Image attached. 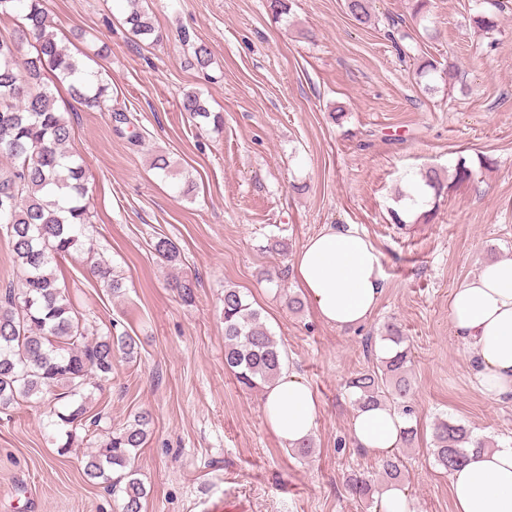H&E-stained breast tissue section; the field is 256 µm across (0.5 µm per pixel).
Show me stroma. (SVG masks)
<instances>
[{
	"label": "stroma",
	"mask_w": 512,
	"mask_h": 512,
	"mask_svg": "<svg viewBox=\"0 0 512 512\" xmlns=\"http://www.w3.org/2000/svg\"><path fill=\"white\" fill-rule=\"evenodd\" d=\"M504 2L499 10L491 0H430L420 21L412 0H373L375 23L363 26L345 0H287L279 19L267 0H147L160 34L147 46L123 25L122 0H46L59 38L101 73L112 105L89 110L66 89L56 93L87 172L94 241L93 253L71 252L56 274L87 323L138 342L137 359L115 362L92 407L109 428L142 410L153 416L135 460L148 491L143 512H225L229 500L238 512H376L345 482L351 471L379 469L351 437L356 406L345 383L375 365L389 323L410 349L419 441L401 455L414 512H454L450 476L432 456L436 418L512 444V394L482 392L448 314L453 288L512 260V0ZM479 12L493 15V32L474 26ZM397 17L421 44L413 59L388 37ZM199 44L213 59L203 71L193 64ZM428 60L437 73L419 77ZM189 91L223 113L222 131L181 111ZM115 111L133 123L116 124ZM158 152L190 174L191 197L151 169ZM485 157L494 161L487 169ZM462 162L474 179L454 180ZM429 170L441 192L407 210L408 181ZM332 224L358 225L382 256L379 306L354 329L287 306L301 293L298 251ZM159 237L179 246L180 268L159 260ZM277 237L289 240L287 254L269 250ZM97 257L123 274L124 295L89 275ZM177 274L198 280L192 305L169 286ZM228 286L260 310L286 371L318 400L309 457L267 428L263 388H244L224 366ZM101 441L77 438L64 454L46 407L0 413V512H118L120 493L80 470L82 452Z\"/></svg>",
	"instance_id": "35a3bbf8"
}]
</instances>
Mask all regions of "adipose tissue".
<instances>
[{
  "label": "adipose tissue",
  "mask_w": 512,
  "mask_h": 512,
  "mask_svg": "<svg viewBox=\"0 0 512 512\" xmlns=\"http://www.w3.org/2000/svg\"><path fill=\"white\" fill-rule=\"evenodd\" d=\"M294 276L317 317L337 328H356L375 313L384 272L375 245L355 225L328 227L308 238L298 252ZM449 316L476 360L485 395L512 393V260L485 266L454 288ZM318 406L299 376L282 373L268 387L263 415L287 446L311 438ZM405 418L385 406L357 409L352 419L356 445L390 456L400 445ZM455 512H512V445L469 450L450 475Z\"/></svg>",
  "instance_id": "adipose-tissue-1"
}]
</instances>
